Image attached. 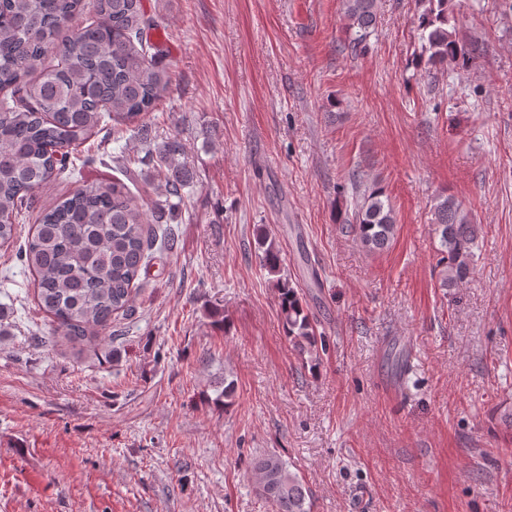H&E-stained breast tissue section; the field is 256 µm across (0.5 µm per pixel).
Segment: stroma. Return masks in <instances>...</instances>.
Listing matches in <instances>:
<instances>
[{
  "instance_id": "stroma-1",
  "label": "stroma",
  "mask_w": 512,
  "mask_h": 512,
  "mask_svg": "<svg viewBox=\"0 0 512 512\" xmlns=\"http://www.w3.org/2000/svg\"><path fill=\"white\" fill-rule=\"evenodd\" d=\"M462 67L414 68L415 0H378L364 52L342 0H144L173 75L150 115L79 146L93 165L39 206L131 169L178 229L111 338L71 344L0 244V512H272L250 463L274 453L312 512H512V11L454 0ZM192 174L168 205L141 165L170 138ZM379 186L397 220L365 247L336 220ZM481 227L468 279L439 285V197ZM327 349L283 334L258 231ZM234 379L230 407L212 398Z\"/></svg>"
}]
</instances>
